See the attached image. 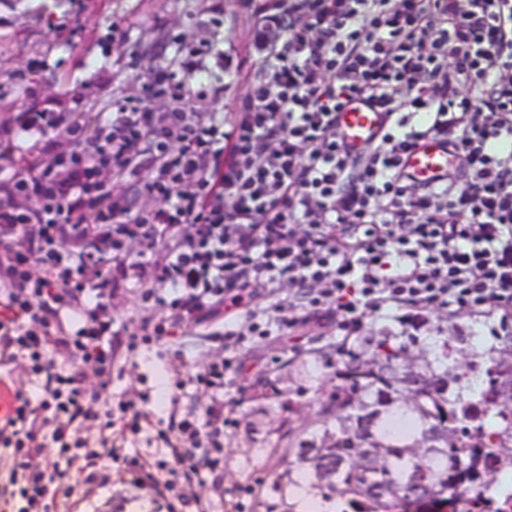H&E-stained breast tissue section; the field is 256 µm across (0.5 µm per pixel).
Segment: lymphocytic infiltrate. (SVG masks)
<instances>
[{
    "instance_id": "obj_1",
    "label": "lymphocytic infiltrate",
    "mask_w": 512,
    "mask_h": 512,
    "mask_svg": "<svg viewBox=\"0 0 512 512\" xmlns=\"http://www.w3.org/2000/svg\"><path fill=\"white\" fill-rule=\"evenodd\" d=\"M253 8L288 39L269 46L232 128L186 107L190 79L224 65L209 41L179 53L177 71L154 70L94 128L49 108L0 127V380L13 394L0 416V500L11 512H80L128 478L180 512H243L242 500H224V435L237 426L224 380L238 348L307 314L355 336L370 316L409 334L436 311H461L512 335V0ZM159 95L168 111L150 108ZM357 97L387 117L361 151L336 126ZM416 112L428 125L412 124ZM21 131L43 141L41 154L17 145ZM429 137L456 167L425 184L402 159ZM262 143L271 150L258 161ZM116 181L153 207L133 209ZM116 268L143 303L166 309L125 337L112 319ZM285 284L297 290L287 316L250 310ZM241 313L245 330L224 336L230 355L193 376L211 396L203 415L180 413L179 379L163 429L133 401L113 400L118 355ZM141 435L150 451L128 453ZM196 481L211 483V497L181 493Z\"/></svg>"
}]
</instances>
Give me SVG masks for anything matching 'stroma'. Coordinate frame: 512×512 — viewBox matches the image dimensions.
Masks as SVG:
<instances>
[{
  "label": "stroma",
  "instance_id": "obj_1",
  "mask_svg": "<svg viewBox=\"0 0 512 512\" xmlns=\"http://www.w3.org/2000/svg\"><path fill=\"white\" fill-rule=\"evenodd\" d=\"M124 36L112 37L113 27ZM263 27L246 0H0V124L16 113L57 103L60 111L96 116L115 94L137 96L149 73L165 66L180 47L210 40L224 51L222 92L207 77L192 79L191 109L232 126L266 55L255 47ZM42 59L46 71L29 62ZM141 290L120 280L112 284V316L134 326L155 315ZM225 324L215 320L181 329L173 338L140 344L132 359L112 370L113 399H132L165 427L164 387L178 375L224 356ZM335 324L310 317L284 336L255 341L239 351L240 370L224 389L237 427L224 437V483L252 487L248 512H297L296 487L288 480V450L311 438L320 402L336 390ZM127 497L131 512H167L153 490L133 482L103 488L93 508L111 512Z\"/></svg>",
  "mask_w": 512,
  "mask_h": 512
}]
</instances>
